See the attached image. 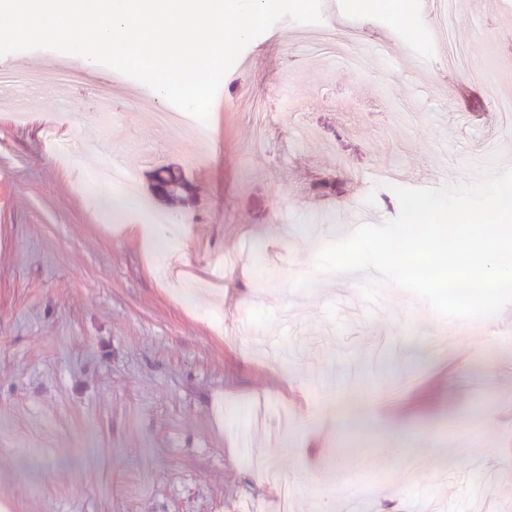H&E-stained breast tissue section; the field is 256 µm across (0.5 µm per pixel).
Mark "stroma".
<instances>
[{
  "instance_id": "stroma-1",
  "label": "stroma",
  "mask_w": 512,
  "mask_h": 512,
  "mask_svg": "<svg viewBox=\"0 0 512 512\" xmlns=\"http://www.w3.org/2000/svg\"><path fill=\"white\" fill-rule=\"evenodd\" d=\"M417 5L321 0V22L280 20L224 76L201 162L147 85L103 98L107 66L66 82L60 52L0 56V75L39 78L33 112L0 100V512H276L285 482L294 512H347L361 487L364 512H512V304L466 337L394 285L364 309L316 267L344 210L397 216L379 168L455 188L512 166L492 110L512 99V0H454L447 19ZM324 29L389 51L353 70L303 50ZM93 136L177 242L96 204L87 168L50 148ZM167 166L191 199L155 195ZM245 311L255 333L227 335Z\"/></svg>"
}]
</instances>
